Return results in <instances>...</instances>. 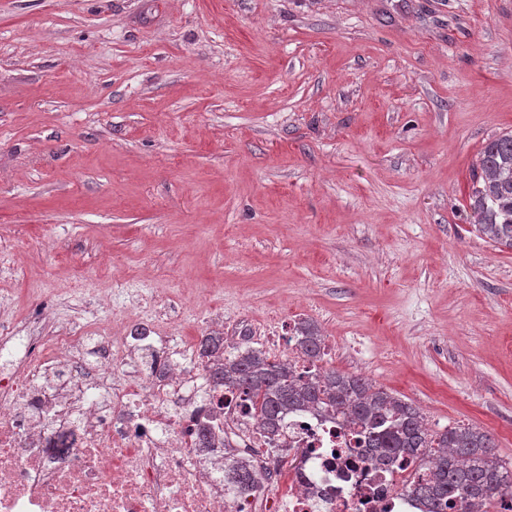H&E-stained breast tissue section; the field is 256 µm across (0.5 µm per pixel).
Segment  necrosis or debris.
Here are the masks:
<instances>
[{
    "mask_svg": "<svg viewBox=\"0 0 512 512\" xmlns=\"http://www.w3.org/2000/svg\"><path fill=\"white\" fill-rule=\"evenodd\" d=\"M0 361V512H424L409 466L342 419L293 410L269 443L198 350L150 331L79 335L48 303L0 318ZM240 461L255 486L227 482Z\"/></svg>",
    "mask_w": 512,
    "mask_h": 512,
    "instance_id": "4bbe7bcc",
    "label": "necrosis or debris"
}]
</instances>
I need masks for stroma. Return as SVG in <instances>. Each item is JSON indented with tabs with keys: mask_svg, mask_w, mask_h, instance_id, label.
<instances>
[{
	"mask_svg": "<svg viewBox=\"0 0 512 512\" xmlns=\"http://www.w3.org/2000/svg\"><path fill=\"white\" fill-rule=\"evenodd\" d=\"M512 0H0V316L313 321L326 367L512 461ZM469 200L478 231L512 250V133L500 135L482 148Z\"/></svg>",
	"mask_w": 512,
	"mask_h": 512,
	"instance_id": "stroma-1",
	"label": "stroma"
}]
</instances>
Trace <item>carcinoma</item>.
I'll return each instance as SVG.
<instances>
[{"label": "carcinoma", "mask_w": 512, "mask_h": 512, "mask_svg": "<svg viewBox=\"0 0 512 512\" xmlns=\"http://www.w3.org/2000/svg\"><path fill=\"white\" fill-rule=\"evenodd\" d=\"M470 207L478 231L512 250V133L482 148L474 171ZM297 349L311 363L322 359L323 340L308 322L295 327ZM223 337L212 335L202 355L213 364L211 378L243 391L257 419L267 428L293 407H318L346 417L362 435L364 447L381 462L407 458L413 472L428 470L431 480L416 487L430 512H472L512 490V462L499 459L490 436L480 427L458 425L432 432L419 407L372 384L359 374L324 369L312 376L248 348L223 361Z\"/></svg>", "instance_id": "obj_1"}]
</instances>
